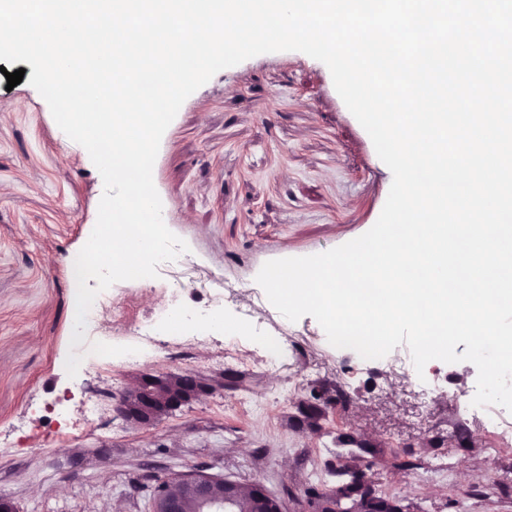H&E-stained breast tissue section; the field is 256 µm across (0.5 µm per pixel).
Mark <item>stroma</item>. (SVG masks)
Instances as JSON below:
<instances>
[{
  "label": "stroma",
  "instance_id": "obj_1",
  "mask_svg": "<svg viewBox=\"0 0 512 512\" xmlns=\"http://www.w3.org/2000/svg\"><path fill=\"white\" fill-rule=\"evenodd\" d=\"M153 180L166 226L189 250L158 277L106 290V329L68 376L75 259L103 179L38 91L8 87L0 73V496L18 512H90L104 499L152 512L156 479L203 469L264 485L282 512H301L309 484L335 485L336 435L351 432L382 443L367 478L403 512H512V412L472 406L474 364L433 360L419 374L404 345L368 363L332 346L313 317L287 321L264 302L256 276L265 262L361 236L392 184L324 63L284 51L216 73L165 131ZM217 298L224 334L137 335L164 304L201 321ZM272 341L287 350L274 368ZM158 371L220 376L224 386L152 427L132 426L113 406ZM341 383L350 400L328 409L322 430L293 423L312 387ZM491 418L501 434L488 432ZM102 445L109 454H98ZM44 485L49 493L37 494Z\"/></svg>",
  "mask_w": 512,
  "mask_h": 512
}]
</instances>
